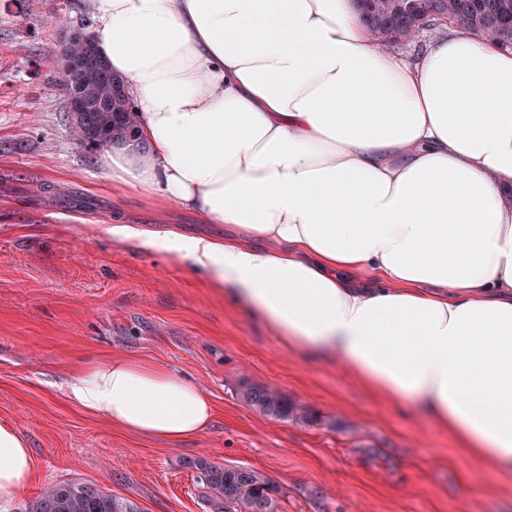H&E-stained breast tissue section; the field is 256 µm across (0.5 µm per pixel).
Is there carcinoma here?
Segmentation results:
<instances>
[{"label": "carcinoma", "instance_id": "1", "mask_svg": "<svg viewBox=\"0 0 512 512\" xmlns=\"http://www.w3.org/2000/svg\"><path fill=\"white\" fill-rule=\"evenodd\" d=\"M427 16L428 27L442 22L478 33H499V44L512 46V0H365L363 8L370 28L392 42H412L420 36L406 12V4ZM57 85L65 98L77 91L87 96L91 112L88 123L72 126V134L82 146L94 149L102 142L126 141L135 137L137 114L124 93L113 88L112 81L95 72L82 76L79 86L62 74ZM244 402L259 412L286 418L292 406L276 392L262 387L242 389ZM203 498L213 512H277L275 488L258 472L245 467H226L202 460L198 464ZM30 512H137L135 505L91 485L75 482L52 484L38 495Z\"/></svg>", "mask_w": 512, "mask_h": 512}]
</instances>
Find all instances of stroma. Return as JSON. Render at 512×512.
<instances>
[{
	"instance_id": "stroma-1",
	"label": "stroma",
	"mask_w": 512,
	"mask_h": 512,
	"mask_svg": "<svg viewBox=\"0 0 512 512\" xmlns=\"http://www.w3.org/2000/svg\"><path fill=\"white\" fill-rule=\"evenodd\" d=\"M75 0H0V421L33 451L27 512L52 483H89L139 512H211L197 460L253 469L278 512H512V476H489L411 404L369 392L336 359L291 350L266 319L187 259L113 237L115 224L217 237L222 228L113 186L103 149L71 133L51 61ZM186 373L218 409L176 443L69 405L63 383L102 355ZM277 391L266 416L240 397ZM244 402L259 412L277 418H286L292 413V406L276 392L262 387L250 386L242 389Z\"/></svg>"
}]
</instances>
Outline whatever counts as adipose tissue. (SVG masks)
<instances>
[{
	"label": "adipose tissue",
	"mask_w": 512,
	"mask_h": 512,
	"mask_svg": "<svg viewBox=\"0 0 512 512\" xmlns=\"http://www.w3.org/2000/svg\"><path fill=\"white\" fill-rule=\"evenodd\" d=\"M78 8L138 115L109 177L224 227L113 235L189 258L288 348L335 356L512 474V51L447 25L405 60L358 0ZM64 395L160 441L215 419L189 377L142 359L92 361ZM34 476L0 422V512Z\"/></svg>",
	"instance_id": "adipose-tissue-1"
}]
</instances>
